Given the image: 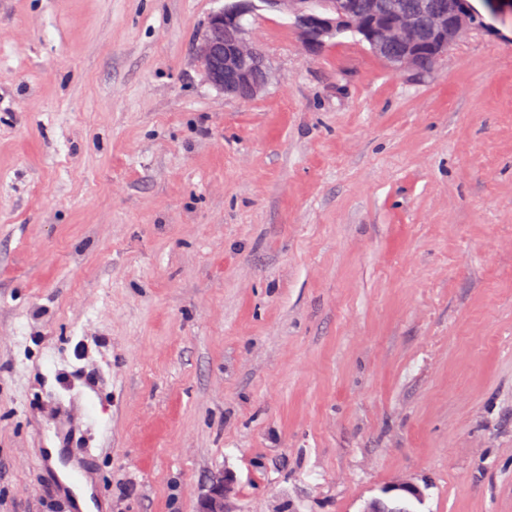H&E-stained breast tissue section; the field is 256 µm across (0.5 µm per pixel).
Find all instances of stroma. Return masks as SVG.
<instances>
[{
	"label": "stroma",
	"mask_w": 512,
	"mask_h": 512,
	"mask_svg": "<svg viewBox=\"0 0 512 512\" xmlns=\"http://www.w3.org/2000/svg\"><path fill=\"white\" fill-rule=\"evenodd\" d=\"M223 4L0 0V512H65L63 376L102 512H512V13L416 78L260 10L245 102ZM235 477L232 473L219 471L214 473L206 493L198 504V512H235L229 507L234 491ZM382 494L365 503L360 512H410L415 502H423L425 494L414 482H401L386 486Z\"/></svg>",
	"instance_id": "stroma-1"
}]
</instances>
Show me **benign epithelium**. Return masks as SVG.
<instances>
[{
	"label": "benign epithelium",
	"instance_id": "7a95c632",
	"mask_svg": "<svg viewBox=\"0 0 512 512\" xmlns=\"http://www.w3.org/2000/svg\"><path fill=\"white\" fill-rule=\"evenodd\" d=\"M213 11L195 47V57L205 80L218 91L249 101L262 93L269 82V71L259 46L242 26H229L226 16L240 18L258 10L284 13L293 19L303 51H321L339 32L361 37L371 51L395 72L425 73L463 33L473 28L477 14L471 0H450L448 9L429 11V23L421 29L416 16L398 11L388 18L368 17L350 12L344 0H226ZM399 45L403 51L392 56L388 49ZM235 477L214 473L198 512H234L229 500ZM424 490L414 482H401L382 489V494L365 503L360 512H411L412 505L424 500Z\"/></svg>",
	"mask_w": 512,
	"mask_h": 512
}]
</instances>
